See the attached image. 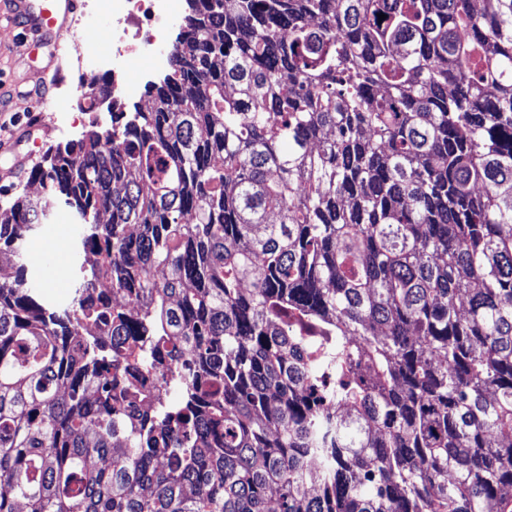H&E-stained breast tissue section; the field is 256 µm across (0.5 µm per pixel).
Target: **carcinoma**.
<instances>
[{
    "mask_svg": "<svg viewBox=\"0 0 512 512\" xmlns=\"http://www.w3.org/2000/svg\"><path fill=\"white\" fill-rule=\"evenodd\" d=\"M186 3L0 206V512H512V0ZM80 236V226L64 207L55 209L53 216L25 244L28 275L41 286V295L52 304H65L72 296V284L79 276L77 258L70 244L75 245ZM68 242L63 252L53 247L55 243Z\"/></svg>",
    "mask_w": 512,
    "mask_h": 512,
    "instance_id": "1",
    "label": "carcinoma"
}]
</instances>
